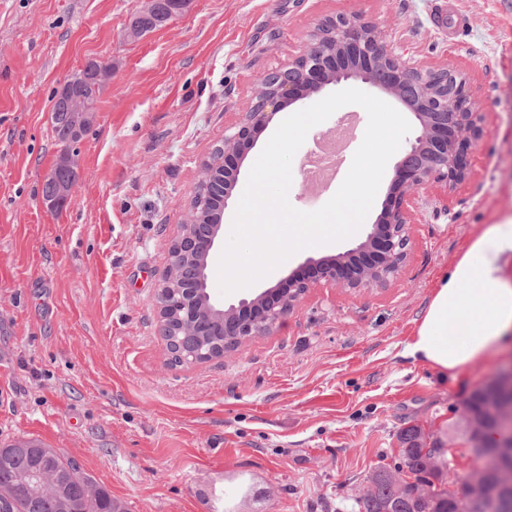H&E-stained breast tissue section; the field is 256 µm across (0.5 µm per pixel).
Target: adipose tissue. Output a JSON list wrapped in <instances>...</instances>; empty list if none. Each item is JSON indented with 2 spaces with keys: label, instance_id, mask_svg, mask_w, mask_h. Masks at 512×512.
I'll return each mask as SVG.
<instances>
[{
  "label": "adipose tissue",
  "instance_id": "1",
  "mask_svg": "<svg viewBox=\"0 0 512 512\" xmlns=\"http://www.w3.org/2000/svg\"><path fill=\"white\" fill-rule=\"evenodd\" d=\"M512 333V218L475 233L443 274L410 353L458 376Z\"/></svg>",
  "mask_w": 512,
  "mask_h": 512
}]
</instances>
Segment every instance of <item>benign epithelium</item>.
<instances>
[{"mask_svg":"<svg viewBox=\"0 0 512 512\" xmlns=\"http://www.w3.org/2000/svg\"><path fill=\"white\" fill-rule=\"evenodd\" d=\"M292 68L299 71L300 78L290 81L278 71L276 75L280 79L276 85L266 79L260 82L254 100L262 104L261 110L245 113L236 130L224 136V151L212 163L224 169V206H229L244 159L257 134L285 105L348 80H360L399 99L409 98L415 101L410 112L418 121V133L395 164V188L387 195L382 215L365 240L350 250L355 254L368 249L373 254L374 265L358 276H345L334 264L324 267L319 274V279L345 288L382 285L398 273L407 257L406 231L418 191L430 184L452 189L467 179L469 153L483 136L478 107L461 73L448 69L424 71L408 65L390 48L381 30L358 12L339 13L326 19ZM73 101L71 131L78 134L93 122L95 113L88 110L82 98L75 96ZM72 187L70 182L58 184L47 205L56 209L67 204ZM189 229L190 224L182 225L180 234L171 241L168 264L158 288L160 293L174 285L176 272L172 251L184 254L191 239ZM312 286L306 279L291 281L286 300L272 307L264 305L260 295L240 299L224 310L225 315L233 317L231 323L224 324V332L232 336H257L263 328L273 330ZM488 412L496 419L497 440L494 446L486 444L481 448V469L497 473L501 467L499 453L512 447V405L492 403ZM58 480L57 475L35 470L17 475L15 483L39 495ZM461 492L462 489L440 478L430 477L428 482L418 485L414 494L421 499L443 496L452 501Z\"/></svg>","mask_w":512,"mask_h":512,"instance_id":"obj_1","label":"benign epithelium"}]
</instances>
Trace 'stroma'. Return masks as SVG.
<instances>
[{
  "label": "stroma",
  "mask_w": 512,
  "mask_h": 512,
  "mask_svg": "<svg viewBox=\"0 0 512 512\" xmlns=\"http://www.w3.org/2000/svg\"><path fill=\"white\" fill-rule=\"evenodd\" d=\"M448 4L461 21L445 36L431 0H191L131 40L145 0H0V447L41 441L126 512H358L411 426L452 446L445 480L461 484L476 465L463 407L512 347L454 378L408 345L450 262L512 217V0ZM348 11L404 58L464 74L483 128L470 175L420 191L385 285H315L273 333L171 365L156 293L202 164L258 83ZM90 60L112 70L54 210L51 97Z\"/></svg>",
  "instance_id": "obj_1"
}]
</instances>
